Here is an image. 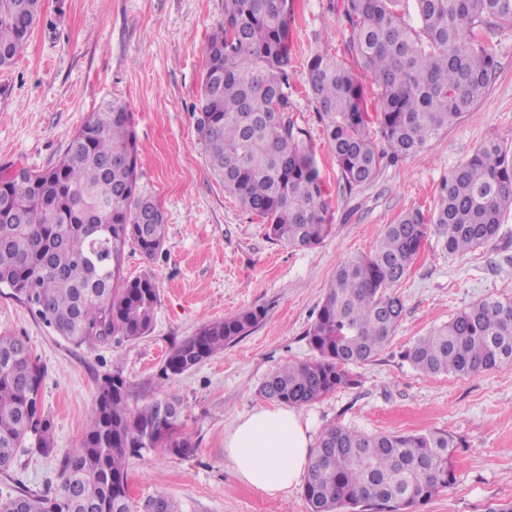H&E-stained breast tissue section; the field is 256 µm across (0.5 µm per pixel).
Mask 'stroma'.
Instances as JSON below:
<instances>
[{
  "mask_svg": "<svg viewBox=\"0 0 512 512\" xmlns=\"http://www.w3.org/2000/svg\"><path fill=\"white\" fill-rule=\"evenodd\" d=\"M224 19V0H42L41 19L15 63L0 69V169L55 165L68 141L106 100L133 115L143 182L165 214L162 252L136 246L125 273L152 274L160 304L149 335L74 345L0 291V334L25 339L47 368L42 409L52 422L54 454L18 453L9 477L33 490L53 482L57 454L90 425L104 374L120 372L130 409L160 395L177 398L195 445L186 456L144 448L128 464L131 512L172 500L180 512H308L302 485L272 497L246 485L224 456V437L271 402L258 393L287 362L309 360L306 333L345 258L375 249L384 225L402 212L433 206L448 174L482 142H512V27L490 33L499 68L474 111L449 123L423 155L380 169L353 192L341 189L325 143L306 64L321 46L345 56L349 34L329 0H294L290 31L294 116L309 132L329 193L333 230L319 246L272 241L265 224L243 209L206 164L193 112L201 96L204 49ZM503 239L463 256L434 241L395 288L404 315L388 345L356 367L355 386L300 407L319 439L330 425L366 434L452 435L456 481L416 512H487L512 499V364L472 377H426L402 353L433 326L489 295L512 292V213ZM264 316L247 336L194 369L160 382L172 346L209 322L244 310Z\"/></svg>",
  "mask_w": 512,
  "mask_h": 512,
  "instance_id": "stroma-1",
  "label": "stroma"
}]
</instances>
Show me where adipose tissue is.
<instances>
[{"label":"adipose tissue","instance_id":"1","mask_svg":"<svg viewBox=\"0 0 512 512\" xmlns=\"http://www.w3.org/2000/svg\"><path fill=\"white\" fill-rule=\"evenodd\" d=\"M310 447L308 422L289 408L257 410L224 439L226 458L237 477L271 496L299 481Z\"/></svg>","mask_w":512,"mask_h":512}]
</instances>
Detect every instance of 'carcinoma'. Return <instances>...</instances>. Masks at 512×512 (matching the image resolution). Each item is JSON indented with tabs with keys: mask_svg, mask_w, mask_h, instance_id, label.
<instances>
[{
	"mask_svg": "<svg viewBox=\"0 0 512 512\" xmlns=\"http://www.w3.org/2000/svg\"><path fill=\"white\" fill-rule=\"evenodd\" d=\"M42 0H0V69L11 66L41 17ZM351 62L315 52L307 84L347 192L383 165L420 155L459 115L474 110L498 62L488 32L512 26V0H342ZM293 0H224V21L205 47L196 129L211 175L261 218L268 237L314 248L331 233L325 185L307 132L293 118L289 37ZM377 85L370 116L360 76ZM132 112L109 100L71 136L52 167L0 172V288H8L66 340L139 339L160 303L149 275L128 279L124 254L149 259L164 246V213L140 183ZM512 212V144H481L440 185L434 206L383 227L375 249L343 261L307 338L315 352L271 372L260 393L300 407L357 384L351 368L372 361L403 317L390 293L434 236L463 255L501 237ZM246 310L210 322L169 351L161 379L183 374L248 334ZM402 356L426 376L470 377L512 363V296L489 295L432 328ZM46 369L26 342L0 335V472L19 448L54 451L39 408ZM181 405L157 398L133 411L118 372L98 387L91 425L61 454L45 494L7 488L0 512H130L127 461L142 448L191 452ZM447 434H365L326 428L303 486L309 512H411L455 482Z\"/></svg>",
	"mask_w": 512,
	"mask_h": 512,
	"instance_id": "cac0c4a2",
	"label": "carcinoma"
}]
</instances>
